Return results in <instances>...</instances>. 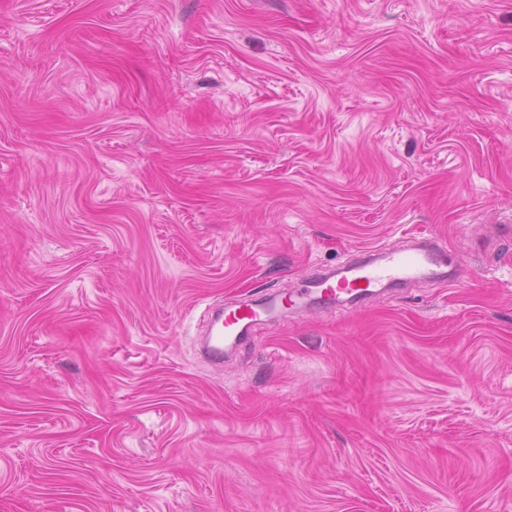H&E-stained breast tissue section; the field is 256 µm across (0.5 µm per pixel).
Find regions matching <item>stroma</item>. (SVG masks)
I'll list each match as a JSON object with an SVG mask.
<instances>
[{
	"instance_id": "stroma-1",
	"label": "stroma",
	"mask_w": 512,
	"mask_h": 512,
	"mask_svg": "<svg viewBox=\"0 0 512 512\" xmlns=\"http://www.w3.org/2000/svg\"><path fill=\"white\" fill-rule=\"evenodd\" d=\"M0 512H512V0H0ZM360 258L344 274H318L307 278L293 297L310 305L331 303L342 294L360 299L378 288L402 287L425 279L459 278L461 267L445 247L435 240H426L416 248L399 246L384 252L379 249L361 251ZM374 255H376L374 258ZM279 302L274 300L270 309L277 310ZM268 308H259L252 302H243L235 309L225 313L220 324V314L216 317L208 333V341L203 349V357L213 366H222L224 361V343L229 340H241L252 335L254 325L269 312Z\"/></svg>"
}]
</instances>
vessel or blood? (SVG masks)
<instances>
[{
  "label": "vessel or blood",
  "mask_w": 512,
  "mask_h": 512,
  "mask_svg": "<svg viewBox=\"0 0 512 512\" xmlns=\"http://www.w3.org/2000/svg\"><path fill=\"white\" fill-rule=\"evenodd\" d=\"M461 267L445 247L434 240L418 247H397L390 251L363 250L360 258L341 274H319L303 281L293 295L282 296V303L291 300L311 305L330 303L340 296L360 299L380 288L402 287L425 279L460 277ZM262 308L244 302L225 313L221 323L212 325L203 357L211 365L224 361V344L251 336L254 325L261 321Z\"/></svg>",
  "instance_id": "obj_1"
}]
</instances>
